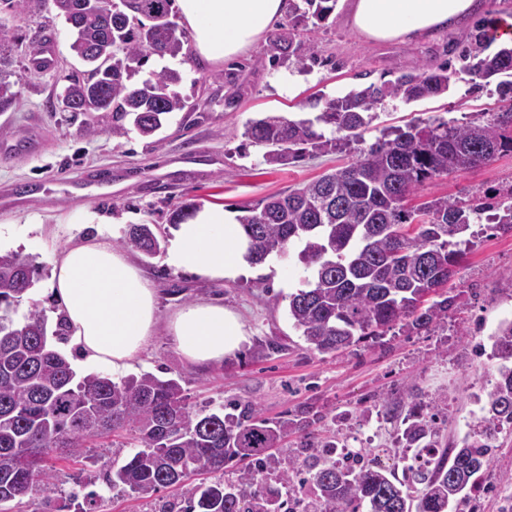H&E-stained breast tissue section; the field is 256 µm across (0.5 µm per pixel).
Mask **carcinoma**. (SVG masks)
Wrapping results in <instances>:
<instances>
[{
	"instance_id": "carcinoma-1",
	"label": "carcinoma",
	"mask_w": 512,
	"mask_h": 512,
	"mask_svg": "<svg viewBox=\"0 0 512 512\" xmlns=\"http://www.w3.org/2000/svg\"><path fill=\"white\" fill-rule=\"evenodd\" d=\"M172 2L53 0L55 16L71 30V50L98 58L84 62L82 73L64 77L60 97L66 111L110 112L113 135H124L129 122L139 135L154 137L167 115L186 108L174 90L181 81L175 70L151 71L139 85L129 84L146 57L183 52L187 37L171 20ZM288 5V27L273 40L279 51L293 46L301 21L325 19L336 0ZM25 40L18 30L0 26V52ZM493 42L489 27L476 28L461 60L467 72L496 80L504 110L460 125L438 119L396 128L350 165L238 208L254 264L298 244L294 257L309 276L289 296L288 318L310 349L331 353L397 326L428 333L448 322L454 297L445 285L473 246L472 225L485 207L440 197L416 213L404 200L461 162L471 161L473 169L497 154H512V48L491 53ZM22 79L0 68V112L17 106ZM450 80L444 67L405 73L327 99L312 118L252 120L245 136L266 148L269 165L341 150L359 141L378 103L437 97ZM122 245L147 256L160 250L148 224L131 226ZM38 274L32 258L0 254V508L28 496L39 512H92L97 491L85 493L81 503L78 494L65 495L51 460L59 454L76 458L93 441L124 431L137 451L107 473V484L139 496L182 487L179 512H451L491 465L495 435L512 431V320H504L490 336L497 380L462 446L442 445L437 414L425 411L413 394L401 393L385 401L383 418L400 424L394 447L412 449L411 457L382 466L365 460L374 449L353 448L348 463L336 458V443L306 435L299 478L284 474L272 487L268 449L305 430L308 420L272 421L253 404L237 414L194 412L178 379L150 373L118 382L100 374L77 376L49 340L65 338L64 320L50 332L46 314L35 305L23 318L13 316ZM430 292L437 299L420 305ZM233 461L244 466L227 481L224 467ZM197 473L215 478L190 484Z\"/></svg>"
}]
</instances>
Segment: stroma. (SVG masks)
I'll use <instances>...</instances> for the list:
<instances>
[{
	"instance_id": "stroma-1",
	"label": "stroma",
	"mask_w": 512,
	"mask_h": 512,
	"mask_svg": "<svg viewBox=\"0 0 512 512\" xmlns=\"http://www.w3.org/2000/svg\"><path fill=\"white\" fill-rule=\"evenodd\" d=\"M348 4L336 0L326 20L308 19L298 42L317 43L319 57L309 71L275 58L270 39L218 67L202 63L195 51L177 57L150 56L145 71L168 68L180 73L178 92L187 102L172 114L159 135L163 147L136 130L116 137L108 112H64L53 102L63 77L84 65L69 48L64 22L52 9L17 16L0 13V24L37 30L54 37L59 67L27 80L19 104L0 112V224L37 222L22 254L43 271L17 311L31 305L54 316L49 289V258L69 241L87 234L79 216L94 212L114 221L116 238L130 225L148 224L167 237L173 209L183 203L218 204L234 210L266 196L310 183L354 162L382 133L436 119L464 121L496 112L501 102L492 81L461 72L459 54L476 25L512 9V0H482L464 23L414 43H374L359 37L347 23ZM447 66L453 77L446 94L406 102L385 100L361 142L343 150L307 156L286 165L265 163L264 147L244 135L247 124L265 115L314 116L308 101L330 99L355 88L381 84L402 72ZM99 133L83 135L85 125ZM512 185V155H498L480 167L453 171L418 186L409 209L445 196L470 204ZM450 282L456 301L447 326L425 333L391 330L386 336L337 354L310 350L288 319V297L303 285L301 265L273 257V269L258 266L231 283L203 281L176 271L162 255L131 256L148 274L158 295L157 331L135 360L133 375L151 373L179 379L187 404L196 411L253 404L271 420L307 414L310 430L326 438L340 432L353 448L390 444L392 427L380 415L386 398L407 390L437 405L446 441L462 438L497 378L496 363L483 354L498 324L512 319V231L479 227ZM217 300L246 323L249 341L236 357L198 368L178 356L167 322L181 306ZM491 467L480 476L488 492L469 498L457 512H512V433H500ZM130 448H88L82 458L55 462L59 485L81 492L86 474L97 477L101 498L97 512H160L179 502L177 491L164 489L139 497L108 488L109 465H122Z\"/></svg>"
}]
</instances>
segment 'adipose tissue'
<instances>
[{
    "label": "adipose tissue",
    "mask_w": 512,
    "mask_h": 512,
    "mask_svg": "<svg viewBox=\"0 0 512 512\" xmlns=\"http://www.w3.org/2000/svg\"><path fill=\"white\" fill-rule=\"evenodd\" d=\"M198 57L211 65L247 52L271 31L288 0H177ZM480 0H351L349 24L373 41L412 42L463 23ZM238 213L206 204L172 227L168 267L215 282L236 281L251 267L249 240ZM94 232L52 254L51 290L61 303L69 343L79 361L98 371H126L158 323L156 290L143 269L115 247L96 214ZM178 353L194 366L233 358L249 340L241 317L223 304L197 301L168 322Z\"/></svg>",
    "instance_id": "1"
}]
</instances>
